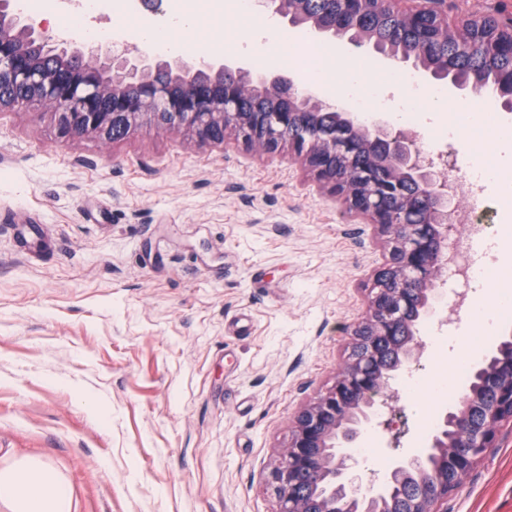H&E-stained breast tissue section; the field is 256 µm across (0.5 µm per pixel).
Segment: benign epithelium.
<instances>
[{
    "label": "benign epithelium",
    "mask_w": 512,
    "mask_h": 512,
    "mask_svg": "<svg viewBox=\"0 0 512 512\" xmlns=\"http://www.w3.org/2000/svg\"><path fill=\"white\" fill-rule=\"evenodd\" d=\"M401 0H343V12L331 5L327 17L305 15L306 0H270L293 26L309 23L321 32L355 30L349 43L372 42L362 26L368 7L390 12L416 28L417 53L423 70L449 78L470 91L478 77L456 78L453 62L434 53L453 26L448 14L425 5L398 8ZM472 31L492 53L512 51V18L478 16ZM98 62H83L84 50L58 34L37 30L17 6L0 0V110L40 106L53 111L63 139L95 135L111 140L109 130L123 135L143 129H181L202 145H221L228 133L259 153L292 149L311 175L339 199L345 211L377 228L386 260L368 292V312L349 331V349L357 354L336 380L296 415L288 443L279 450L270 472V486L279 512H339L336 491L359 499L360 486L348 461L362 428L372 422L375 398L386 387L391 370L382 365L377 344L398 353L397 365L417 356L415 338L400 337L408 316L428 312L433 284L453 252L452 234L461 213L459 196L436 178L413 137L381 123L366 125L349 112L337 124L312 126L303 146L294 139L295 115L322 114L323 106L302 98L293 81L281 74L257 83L248 68L222 58L198 65L181 60L152 62L135 50L97 48ZM496 89L512 104V72L496 74ZM138 88L134 96L125 84ZM413 183L414 192L405 190ZM469 406L445 413L415 459H399L372 488L373 512H393L395 486L417 477L419 494L405 512H440L458 482L494 447L500 424L512 421V336L502 340L478 365L468 383ZM464 448L467 457L459 454ZM432 459L429 478L419 476V462ZM315 476V491L306 498L298 484L305 473Z\"/></svg>",
    "instance_id": "benign-epithelium-1"
}]
</instances>
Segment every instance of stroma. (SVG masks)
I'll return each instance as SVG.
<instances>
[{
  "mask_svg": "<svg viewBox=\"0 0 512 512\" xmlns=\"http://www.w3.org/2000/svg\"><path fill=\"white\" fill-rule=\"evenodd\" d=\"M259 22L200 13L190 42L236 38ZM335 47L336 80L363 58L366 98L384 107L435 92L473 104L458 133L403 122L438 154L445 177L487 151L512 169L498 131L512 112L492 93L460 91L415 62L409 94L367 45L292 27ZM383 261L374 228L307 177L289 151L259 155L241 141L199 145L175 130L103 142L65 140L50 111L0 112V465L36 454L59 468L73 512H277L266 476L297 411L348 361L344 330L367 312L365 288ZM512 335L479 316L418 325L417 373L448 381L388 389V427L366 430L355 472L364 487L399 457L419 454L428 414L459 403L450 384ZM447 512H512V421L448 496Z\"/></svg>",
  "mask_w": 512,
  "mask_h": 512,
  "instance_id": "obj_1",
  "label": "stroma"
}]
</instances>
